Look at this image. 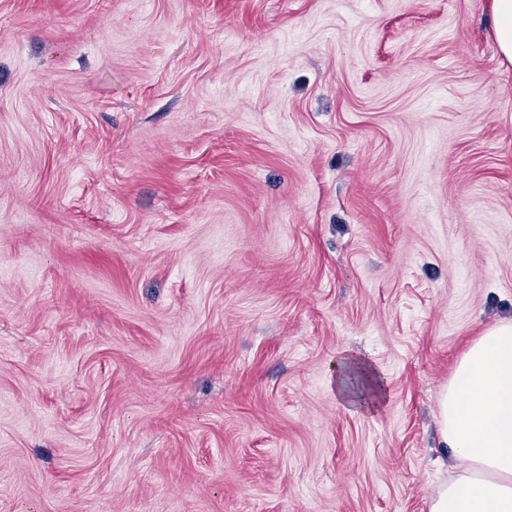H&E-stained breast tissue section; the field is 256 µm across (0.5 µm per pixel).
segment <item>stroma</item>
Masks as SVG:
<instances>
[{
	"label": "stroma",
	"mask_w": 512,
	"mask_h": 512,
	"mask_svg": "<svg viewBox=\"0 0 512 512\" xmlns=\"http://www.w3.org/2000/svg\"><path fill=\"white\" fill-rule=\"evenodd\" d=\"M509 319L490 0H0V512H429Z\"/></svg>",
	"instance_id": "35a3bbf8"
}]
</instances>
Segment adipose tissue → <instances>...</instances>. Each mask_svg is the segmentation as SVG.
<instances>
[{"mask_svg": "<svg viewBox=\"0 0 512 512\" xmlns=\"http://www.w3.org/2000/svg\"><path fill=\"white\" fill-rule=\"evenodd\" d=\"M438 408L456 473L436 488L430 512H512V321L469 347Z\"/></svg>", "mask_w": 512, "mask_h": 512, "instance_id": "obj_1", "label": "adipose tissue"}]
</instances>
